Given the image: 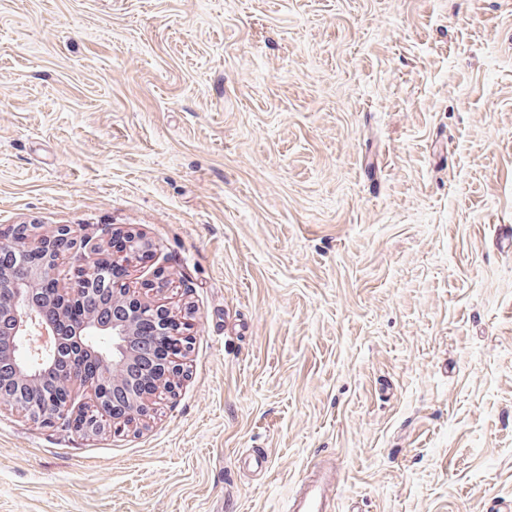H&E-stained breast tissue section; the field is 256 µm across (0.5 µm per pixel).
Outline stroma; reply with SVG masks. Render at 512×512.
Listing matches in <instances>:
<instances>
[{
  "instance_id": "35a3bbf8",
  "label": "stroma",
  "mask_w": 512,
  "mask_h": 512,
  "mask_svg": "<svg viewBox=\"0 0 512 512\" xmlns=\"http://www.w3.org/2000/svg\"><path fill=\"white\" fill-rule=\"evenodd\" d=\"M152 246L145 425L0 405V512L512 505V0H0V225ZM303 498L297 509H289L293 512H327L330 510V502L327 499L325 489L320 485L307 484L303 487Z\"/></svg>"
}]
</instances>
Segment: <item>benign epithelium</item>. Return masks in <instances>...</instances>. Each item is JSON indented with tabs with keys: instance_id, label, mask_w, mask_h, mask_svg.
Here are the masks:
<instances>
[{
	"instance_id": "1",
	"label": "benign epithelium",
	"mask_w": 512,
	"mask_h": 512,
	"mask_svg": "<svg viewBox=\"0 0 512 512\" xmlns=\"http://www.w3.org/2000/svg\"><path fill=\"white\" fill-rule=\"evenodd\" d=\"M150 244L140 235L114 234L92 242L67 226L52 237L36 224L0 233V402L45 427L64 424L93 437L137 429L153 407L175 390L190 349L188 320L114 275L140 260ZM76 265L68 280L55 276L62 254ZM112 344L107 352L91 337ZM59 371L61 386L93 391L92 405L75 411L50 391L28 398L46 373Z\"/></svg>"
}]
</instances>
